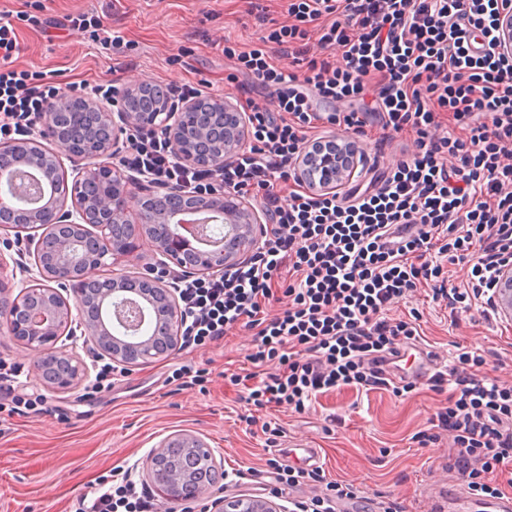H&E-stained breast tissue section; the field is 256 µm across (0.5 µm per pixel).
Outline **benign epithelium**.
Returning <instances> with one entry per match:
<instances>
[{"label":"benign epithelium","mask_w":512,"mask_h":512,"mask_svg":"<svg viewBox=\"0 0 512 512\" xmlns=\"http://www.w3.org/2000/svg\"><path fill=\"white\" fill-rule=\"evenodd\" d=\"M495 29L499 52L512 56L509 0L498 14ZM135 91L150 93L151 101L143 112H133L129 106ZM68 100L67 96L55 100L29 137L0 144V180L21 167H31L42 170L51 183L50 195L40 207L18 213L6 227L18 233L38 228L57 235L48 247L42 238L30 239L38 277L21 292L39 303L24 307L20 299L9 298L11 285L0 278V332L39 354L60 337L74 336L79 330L112 362L145 364L174 349L181 335L183 313L175 293L166 285L172 267L186 276L222 274L250 256L262 238L263 225L255 210L238 203L231 191L200 193L122 176L109 162L112 148L124 134L161 131L179 162L218 170L243 148L246 115L229 99L208 94L174 108L162 87L138 84L118 94L115 111L110 104L81 100L86 110L96 114L107 136L91 135L73 143L60 122ZM202 104L208 105L209 111H198ZM51 144L57 149L49 148ZM306 154L301 178L319 192L336 190L351 180L361 164L359 151L334 138ZM65 156L82 159L85 164L73 169L71 180L60 183L56 174L64 167ZM91 178L110 181V188L98 199L86 201L82 192ZM133 206L137 207V219L131 224L125 215ZM186 210L215 214L224 241L213 249H197L187 234L205 239L209 224L186 226L176 221V214ZM144 240L161 256L155 270L145 274L115 268L138 252ZM110 264L112 274L104 285L88 287L93 274ZM496 298L501 314L512 320V265L499 271ZM57 353L69 363L71 372L57 381L56 387L67 388L88 376V367L74 352L60 347ZM176 447L189 448L210 463L214 460V449L188 434L167 437L153 450L143 474L169 508L189 501L181 494L187 475L165 468L169 449ZM224 512L286 510L270 499L243 496L225 500Z\"/></svg>","instance_id":"benign-epithelium-1"}]
</instances>
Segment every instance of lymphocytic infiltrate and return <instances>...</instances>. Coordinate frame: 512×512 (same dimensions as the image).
Instances as JSON below:
<instances>
[{
    "label": "lymphocytic infiltrate",
    "mask_w": 512,
    "mask_h": 512,
    "mask_svg": "<svg viewBox=\"0 0 512 512\" xmlns=\"http://www.w3.org/2000/svg\"><path fill=\"white\" fill-rule=\"evenodd\" d=\"M503 2L289 0L294 22L273 30L270 40L298 44L302 56L314 40L341 55L308 58L299 76L276 69L264 48H225L252 78L238 92L272 87L280 107L274 114L248 102L252 140L233 162L217 171L190 168L157 135L132 134L120 162L154 182L262 193L272 224L251 259L219 276L175 283L186 314L181 348L223 340L237 327L256 330L247 404L285 405L300 414L318 395L340 388L411 392L413 382L394 377L402 371L400 347L418 342L419 326L384 313L422 286L433 301L498 321L494 276L512 264V57L497 51L494 33ZM17 47L14 26L1 20L0 139L27 136L63 93L47 76L34 80L13 68ZM319 98L371 99L388 134L415 130L416 152L347 192L309 190L299 159L320 141L317 122L344 128L354 144L366 125L365 113L354 109L316 112ZM442 112L454 120L443 132ZM448 262L468 266L466 287L449 286ZM283 272L291 304L269 319L273 278ZM486 364L482 349H464L430 378L433 389H447L448 405L416 439L425 447L450 434L445 470L465 478L473 495L495 499L501 492L489 473L512 468V388L499 385ZM303 479L325 482L319 470L281 464L271 491ZM104 482L79 495L74 512H150L131 468L113 469ZM325 484V497L297 502L293 512H336L337 502L358 494L350 484Z\"/></svg>",
    "instance_id": "f902f5d3"
}]
</instances>
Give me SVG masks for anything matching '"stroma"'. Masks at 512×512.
<instances>
[{"instance_id": "stroma-1", "label": "stroma", "mask_w": 512, "mask_h": 512, "mask_svg": "<svg viewBox=\"0 0 512 512\" xmlns=\"http://www.w3.org/2000/svg\"><path fill=\"white\" fill-rule=\"evenodd\" d=\"M1 12L17 33L15 68L51 74L64 92L106 80L120 89L190 82L241 107L247 98L235 85L246 76L236 58L225 55V44L241 51L260 46L273 26L288 20L285 0H262L258 9L251 0H0ZM81 13L93 16L96 26L65 27L66 16ZM34 16L53 20V27L33 26ZM100 25L122 37L121 48L97 40ZM365 131L360 148L378 154L381 166L395 167L404 150L416 148L412 129L381 148L378 119H370ZM412 310L420 315L423 345L435 359L445 363L458 347H480L490 376L512 387V321L490 325L468 312L450 316L421 290L389 315L399 318ZM252 347V332L235 329L221 341L189 352L177 348L122 369L113 385L95 391L88 378L65 389L40 384L33 374L34 352L0 334V358L23 366L20 390L39 396L43 406L39 414L0 418V512H72L76 497L94 491L111 469L144 463L163 439L181 433L219 453L224 478L201 498L212 512L220 500L259 494L271 480L272 461L287 462L288 449L298 444L319 449L327 481L352 484L372 502L387 497L402 512H427L428 498L440 486L463 489L461 480L440 467L450 438L424 448L413 439L446 405L447 391L424 381L403 396L337 390L319 396L302 414L278 407L256 411L257 424L249 429L239 420L246 410L241 389L229 377L247 371ZM182 366L197 382L169 383ZM265 422L283 429L276 446L266 444Z\"/></svg>"}]
</instances>
